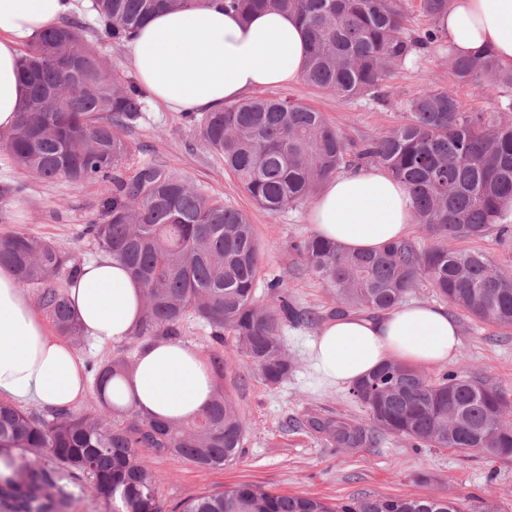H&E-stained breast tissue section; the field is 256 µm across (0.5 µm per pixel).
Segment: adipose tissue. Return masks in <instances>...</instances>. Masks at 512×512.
<instances>
[{"mask_svg":"<svg viewBox=\"0 0 512 512\" xmlns=\"http://www.w3.org/2000/svg\"><path fill=\"white\" fill-rule=\"evenodd\" d=\"M72 0H0V130L11 129L25 100L17 76L22 47L71 11ZM439 27L463 55L488 50L512 63V0H452ZM306 54L295 17L275 9L241 21L213 0L153 17L128 45L137 82L157 103L180 112L215 111L263 87L298 81ZM309 219L316 234L349 251L405 239L413 222L405 187L378 167L328 180ZM71 311L95 345L126 340L143 314L141 284L111 256L86 261L67 290ZM460 345L456 320L443 307L413 302L368 316L325 322L311 344L319 371L349 385L388 359L412 365L448 362ZM217 385L208 361L175 341L141 346L132 369L109 382L107 396L144 419L181 423L200 414ZM83 364L51 337L12 270L0 265V397L62 408L86 391Z\"/></svg>","mask_w":512,"mask_h":512,"instance_id":"obj_1","label":"adipose tissue"}]
</instances>
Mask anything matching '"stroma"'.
I'll return each instance as SVG.
<instances>
[{"label":"stroma","mask_w":512,"mask_h":512,"mask_svg":"<svg viewBox=\"0 0 512 512\" xmlns=\"http://www.w3.org/2000/svg\"><path fill=\"white\" fill-rule=\"evenodd\" d=\"M90 0H78L89 42L104 63L124 79L133 72L128 47L115 44L101 31ZM448 63L434 53L420 55L387 82L385 97L344 101L304 81L285 87L259 89L262 97L290 96L322 112L351 141L389 132L400 120L407 99L446 85ZM464 110L493 111L512 100V87L480 79L478 84L457 86ZM133 153L124 165L126 177L152 162L176 170L190 184L219 197L226 205L245 212L255 228L263 260L256 295L271 302L267 284L281 280L300 307L331 319L334 294L304 270L295 246L314 228L308 222L309 205L302 204L269 215L257 208L224 161L198 137L185 113L147 103L141 119L128 131ZM104 189L76 185L64 178L43 181L11 163L7 145L0 140V237L21 229L54 242L79 259L96 256L97 248L82 231L100 220L98 201ZM460 346L450 361L427 367L429 376L447 371L463 376H491L512 398V327L499 328L473 320L454 310ZM318 325L285 327L282 334L293 370L279 386L267 387L250 361L237 353L232 340L215 343L205 323L187 320L181 340L203 357L224 354L226 368L219 384L244 416L245 437L240 458L227 466L203 469L187 460H176L152 448L141 449L143 460L159 477L158 493L166 512L204 493L248 484L264 490L310 496L329 504L360 497L421 498L448 496L466 505L487 500L499 512H512V461L492 462L482 454L457 453L446 448L413 447L403 439L386 436L373 448L336 449L318 434L296 427L307 414L366 421L367 413L354 403L348 388L327 380L315 367L310 343Z\"/></svg>","instance_id":"stroma-1"}]
</instances>
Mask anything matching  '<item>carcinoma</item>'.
<instances>
[{"mask_svg": "<svg viewBox=\"0 0 512 512\" xmlns=\"http://www.w3.org/2000/svg\"><path fill=\"white\" fill-rule=\"evenodd\" d=\"M196 0H91L97 23L114 43H124L154 15L187 8ZM244 19L274 7L302 25L307 55L302 79L342 100L379 98L387 81L421 54L445 47L436 27L406 26L404 0H219ZM453 84L483 76L512 86V65L486 51L459 55L448 49ZM27 94L8 133L14 165L42 180L63 176L74 184H99L102 221L84 234L125 265L144 290L136 345L182 334L187 319L206 323L222 341L232 334L237 351L267 386L288 378L292 362L282 327L308 324L318 315L300 308L277 284L274 302L256 296L261 248L245 213L194 188L176 172L145 165L129 180L123 173L133 147L124 131L136 124L146 95L134 82L107 73L70 15L30 42L20 59ZM512 101L495 112L465 111L456 92L437 86L408 99L388 133L352 149L323 113L286 97H252L193 119L200 138L224 158V167L253 203L271 215L312 200L322 182L352 165L386 169L409 190L415 223L433 239L421 247L394 242L378 252H349L316 234L300 245L307 272L336 295V316L380 313L403 304L425 286L470 317L512 327V275L474 249L452 241L497 231L512 202ZM18 282L40 289V302L63 336H81L56 279L72 284L82 263L50 241L25 231L0 238V265ZM132 358L117 356L98 371L96 390L123 374ZM369 421L310 416V430L330 446L369 448L382 434L415 446L512 459V420L500 386L481 377L445 372L433 379L386 361L349 386ZM107 423L102 417L57 411L48 420L0 402V449L21 451L12 473H0V512H64L61 482L93 479L95 495L112 512H163L159 478L139 449L154 448L204 469L221 468L241 454L240 409L218 389L199 418L184 425L138 417ZM54 461L48 467L26 453ZM179 512H465L458 499L361 497L333 506L319 498L275 494L250 485L191 498Z\"/></svg>", "mask_w": 512, "mask_h": 512, "instance_id": "1", "label": "carcinoma"}]
</instances>
